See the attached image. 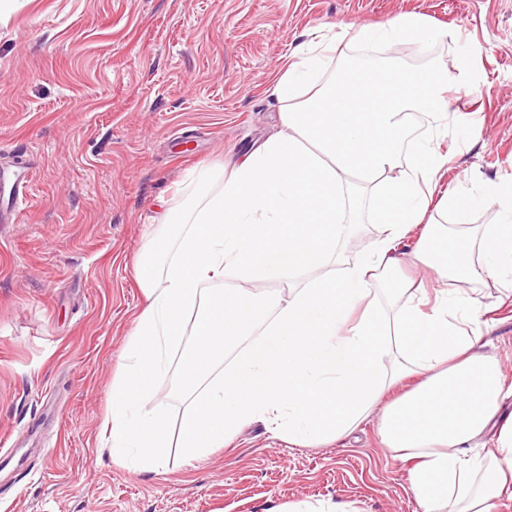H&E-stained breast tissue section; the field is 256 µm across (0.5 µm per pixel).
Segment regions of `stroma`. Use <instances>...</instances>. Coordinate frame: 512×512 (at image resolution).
<instances>
[{
	"instance_id": "obj_1",
	"label": "stroma",
	"mask_w": 512,
	"mask_h": 512,
	"mask_svg": "<svg viewBox=\"0 0 512 512\" xmlns=\"http://www.w3.org/2000/svg\"><path fill=\"white\" fill-rule=\"evenodd\" d=\"M418 13L451 30L408 68L470 60L442 148L441 190L478 198L470 226L500 221L486 183H512V0H19L0 18V196L29 185L18 221L0 211V512H278L330 500L347 512H422L406 466L379 439L381 407L320 448L241 427L158 473L112 461L110 388L144 306L134 266L170 243L158 202L180 213L196 172L231 167L280 128L268 80L314 32ZM481 303L477 350L512 378V304L500 282L449 281ZM179 351L152 409L179 434L191 400Z\"/></svg>"
}]
</instances>
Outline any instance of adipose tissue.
<instances>
[{
  "label": "adipose tissue",
  "mask_w": 512,
  "mask_h": 512,
  "mask_svg": "<svg viewBox=\"0 0 512 512\" xmlns=\"http://www.w3.org/2000/svg\"><path fill=\"white\" fill-rule=\"evenodd\" d=\"M447 36L405 13L306 42L271 81L281 131L231 170L201 172L180 216L161 214V223L179 226L176 248L163 270L150 259L137 264L147 304L112 385L115 464L158 471L169 433L149 404L168 372V350L178 347L179 385L193 397L179 443L187 462L207 459L252 421L293 444L341 439L388 389L417 375L420 383L385 408L380 436L385 447L414 451L407 476L422 512H491L512 496V419L495 420L512 382L497 359L476 350L469 327L478 300L444 287L431 298L411 279L397 289L394 314L377 299L384 275L401 265L400 242L417 226L407 258L442 283L512 276V187L484 189L502 221L482 230L477 265L465 240L472 203L438 192L436 176L449 161L438 139L453 99L475 88L438 66L411 70L393 58L360 66L353 79L318 81L340 42L409 41L422 53ZM414 112L427 123L420 137L408 128ZM367 187L380 233L360 242L341 273L327 272ZM447 215L455 230L441 224ZM228 275L235 282L226 288ZM267 283L286 286L287 298L264 291ZM394 350L402 360L390 369L384 357ZM486 434L491 448L473 451Z\"/></svg>",
  "instance_id": "adipose-tissue-1"
}]
</instances>
